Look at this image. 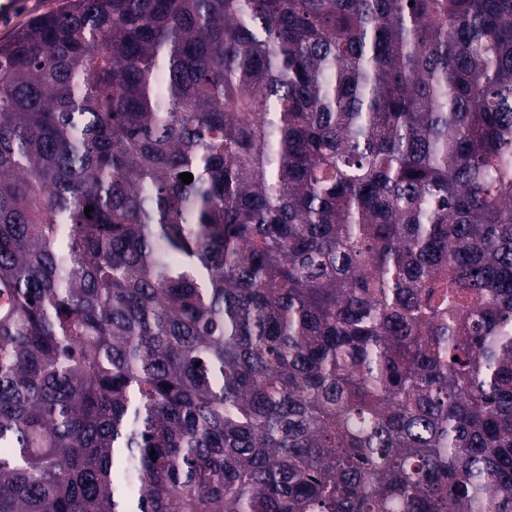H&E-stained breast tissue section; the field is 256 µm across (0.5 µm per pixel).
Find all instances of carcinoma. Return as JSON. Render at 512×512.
<instances>
[{"label": "carcinoma", "mask_w": 512, "mask_h": 512, "mask_svg": "<svg viewBox=\"0 0 512 512\" xmlns=\"http://www.w3.org/2000/svg\"><path fill=\"white\" fill-rule=\"evenodd\" d=\"M0 512H512V0L0 44Z\"/></svg>", "instance_id": "carcinoma-1"}]
</instances>
